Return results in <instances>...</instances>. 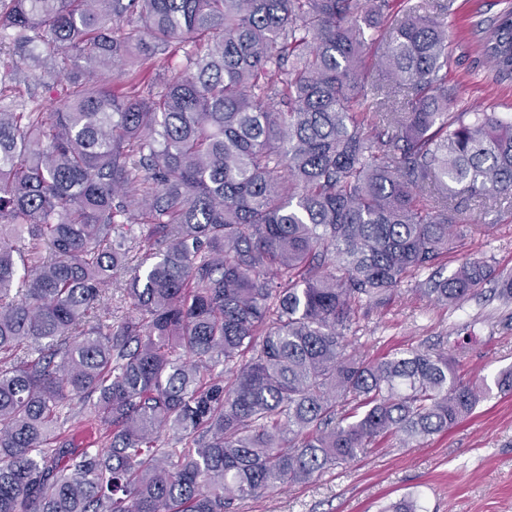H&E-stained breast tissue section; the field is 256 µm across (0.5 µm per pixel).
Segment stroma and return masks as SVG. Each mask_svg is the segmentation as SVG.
<instances>
[{
    "label": "stroma",
    "mask_w": 512,
    "mask_h": 512,
    "mask_svg": "<svg viewBox=\"0 0 512 512\" xmlns=\"http://www.w3.org/2000/svg\"><path fill=\"white\" fill-rule=\"evenodd\" d=\"M512 0H451L445 17L450 34L448 87L457 112L492 110L512 114V80L494 81L479 68L475 20L493 19ZM0 60L17 70L22 98H37L44 111L58 105L60 85L11 52ZM477 228L450 250L444 274L472 258L487 260L500 275H512V213L471 211ZM356 346L370 359L410 346L441 344L458 356L467 378L493 380L512 366V304L487 282L461 306H440L403 285L385 306L356 312ZM416 499L422 512H512V393L491 391L457 426L410 446L380 439L354 462L292 485L247 498L238 512H391L393 503Z\"/></svg>",
    "instance_id": "35a3bbf8"
}]
</instances>
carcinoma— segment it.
Returning a JSON list of instances; mask_svg holds the SVG:
<instances>
[{"label": "carcinoma", "instance_id": "cac0c4a2", "mask_svg": "<svg viewBox=\"0 0 512 512\" xmlns=\"http://www.w3.org/2000/svg\"><path fill=\"white\" fill-rule=\"evenodd\" d=\"M388 6L0 0V45L67 80L18 112L0 73V512H237L490 392L443 349L352 343L405 283L448 306L490 281L434 267L470 203L512 208V120L450 111L448 26ZM473 34L512 80V9ZM76 399L95 447L66 433Z\"/></svg>", "mask_w": 512, "mask_h": 512}]
</instances>
